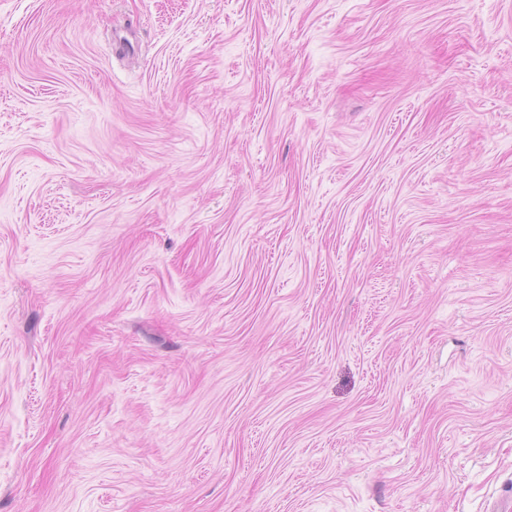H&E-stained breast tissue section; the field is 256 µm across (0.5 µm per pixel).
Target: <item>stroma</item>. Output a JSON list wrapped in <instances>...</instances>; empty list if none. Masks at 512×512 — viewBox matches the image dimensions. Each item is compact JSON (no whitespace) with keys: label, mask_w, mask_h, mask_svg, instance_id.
I'll list each match as a JSON object with an SVG mask.
<instances>
[{"label":"stroma","mask_w":512,"mask_h":512,"mask_svg":"<svg viewBox=\"0 0 512 512\" xmlns=\"http://www.w3.org/2000/svg\"><path fill=\"white\" fill-rule=\"evenodd\" d=\"M506 494L512 0H0V512Z\"/></svg>","instance_id":"1"}]
</instances>
